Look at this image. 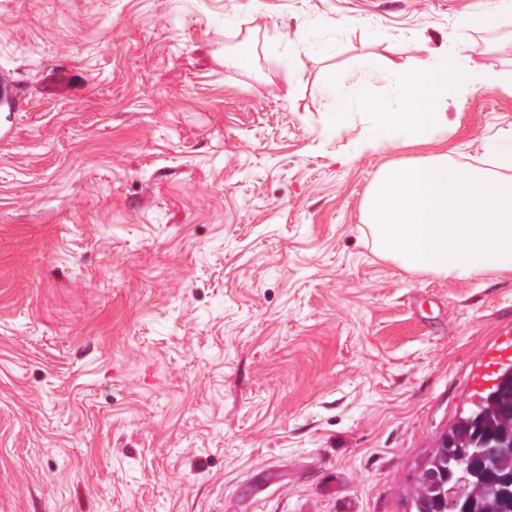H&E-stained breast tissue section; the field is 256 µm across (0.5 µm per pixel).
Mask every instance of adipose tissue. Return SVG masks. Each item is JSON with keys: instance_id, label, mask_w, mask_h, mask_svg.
I'll use <instances>...</instances> for the list:
<instances>
[{"instance_id": "ef3b65f1", "label": "adipose tissue", "mask_w": 512, "mask_h": 512, "mask_svg": "<svg viewBox=\"0 0 512 512\" xmlns=\"http://www.w3.org/2000/svg\"><path fill=\"white\" fill-rule=\"evenodd\" d=\"M419 52L421 58L413 66L373 62L354 75L350 95L371 125L369 134L357 141L356 155H372L447 129L449 107L469 88L512 85V73L491 66H470L462 46H435L424 39L419 43ZM381 73L390 77L394 95L369 98L364 91L367 78Z\"/></svg>"}]
</instances>
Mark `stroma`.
Returning <instances> with one entry per match:
<instances>
[{"mask_svg":"<svg viewBox=\"0 0 512 512\" xmlns=\"http://www.w3.org/2000/svg\"><path fill=\"white\" fill-rule=\"evenodd\" d=\"M488 5L0 0V512H410L512 272L400 267L365 192L512 90L364 157L334 92L422 37L511 72Z\"/></svg>","mask_w":512,"mask_h":512,"instance_id":"stroma-1","label":"stroma"}]
</instances>
